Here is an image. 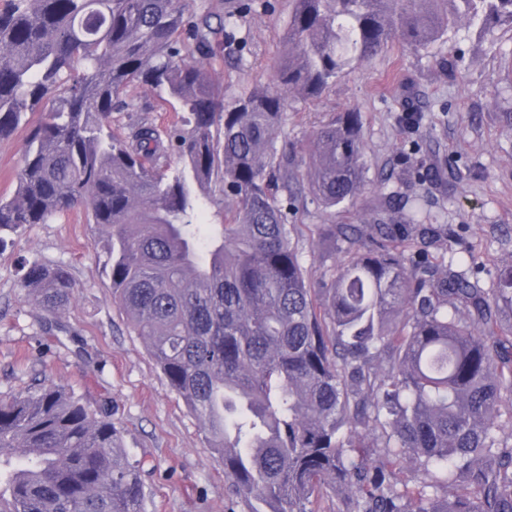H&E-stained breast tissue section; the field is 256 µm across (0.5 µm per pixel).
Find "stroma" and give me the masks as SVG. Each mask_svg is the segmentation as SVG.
Wrapping results in <instances>:
<instances>
[{"instance_id": "35a3bbf8", "label": "stroma", "mask_w": 512, "mask_h": 512, "mask_svg": "<svg viewBox=\"0 0 512 512\" xmlns=\"http://www.w3.org/2000/svg\"><path fill=\"white\" fill-rule=\"evenodd\" d=\"M195 7L210 13L215 26L229 16L236 20L224 60L214 67L225 99L272 81L291 0H196ZM447 52L455 60L448 72L435 62ZM127 95L150 110L113 113V126L179 123L178 108L156 109L152 89L137 85ZM350 111L363 117L367 186L332 210L302 199L295 221L310 282L330 278L312 225L396 224L403 208L415 204L426 223L448 227L437 250L472 256L484 284H492L496 267L512 262V124L504 118L512 112V31L502 27L483 36L460 25L451 39L419 52L390 42L372 59L354 63L319 98L288 95L283 134L311 144L319 121ZM408 111L417 112L416 127L403 123ZM451 164L458 172L453 181L417 177ZM388 193L395 197L390 209L382 205ZM98 238L76 210L30 225L0 251V396L45 382L73 388L92 404L111 399L123 448L144 464L145 512H226L232 493L224 464L113 303ZM25 259L69 266L75 288L60 316L49 318L20 287L17 270Z\"/></svg>"}]
</instances>
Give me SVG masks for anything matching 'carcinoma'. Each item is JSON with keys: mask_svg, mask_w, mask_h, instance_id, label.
Instances as JSON below:
<instances>
[{"mask_svg": "<svg viewBox=\"0 0 512 512\" xmlns=\"http://www.w3.org/2000/svg\"><path fill=\"white\" fill-rule=\"evenodd\" d=\"M462 18L512 28V0H293L273 85L226 101L194 0L0 5V140L26 132L0 248L84 208L112 299L224 462L227 512H512V264L486 288L446 252L412 255L446 231L415 214L317 224L340 269L310 287L288 215L306 190L326 208L363 192L361 113L319 125L305 180L278 145L285 94L317 98L389 40L424 50ZM134 85L177 101L184 128L112 127ZM19 272L44 312L67 309L66 265ZM142 472L112 401L0 396V512H144Z\"/></svg>", "mask_w": 512, "mask_h": 512, "instance_id": "carcinoma-1", "label": "carcinoma"}]
</instances>
